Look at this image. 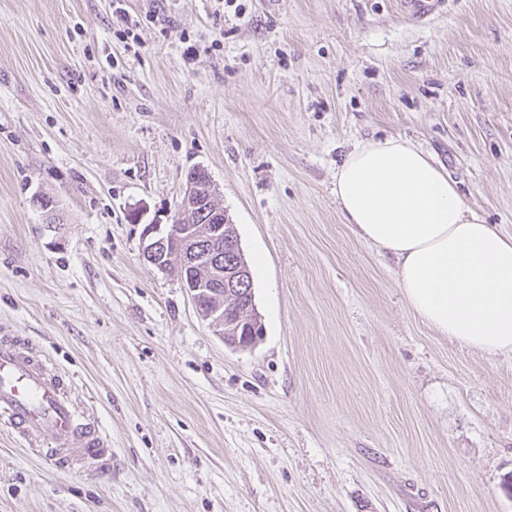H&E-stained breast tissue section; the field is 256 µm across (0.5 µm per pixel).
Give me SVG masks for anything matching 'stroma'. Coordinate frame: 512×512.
<instances>
[{
  "mask_svg": "<svg viewBox=\"0 0 512 512\" xmlns=\"http://www.w3.org/2000/svg\"><path fill=\"white\" fill-rule=\"evenodd\" d=\"M121 6L0 0V329L112 438L90 478L0 429V512H512V355L426 324L334 193L401 137L512 235V0ZM197 167L253 268L249 350L142 255ZM446 6V0H402L404 15L417 23L432 19Z\"/></svg>",
  "mask_w": 512,
  "mask_h": 512,
  "instance_id": "obj_1",
  "label": "stroma"
}]
</instances>
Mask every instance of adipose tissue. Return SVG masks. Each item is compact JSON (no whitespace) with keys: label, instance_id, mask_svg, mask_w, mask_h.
Returning a JSON list of instances; mask_svg holds the SVG:
<instances>
[{"label":"adipose tissue","instance_id":"ef3b65f1","mask_svg":"<svg viewBox=\"0 0 512 512\" xmlns=\"http://www.w3.org/2000/svg\"><path fill=\"white\" fill-rule=\"evenodd\" d=\"M354 233L396 260L407 302L441 335L512 353V237L473 211L447 172L398 137L356 142L336 168Z\"/></svg>","mask_w":512,"mask_h":512}]
</instances>
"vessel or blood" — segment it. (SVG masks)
I'll list each match as a JSON object with an SVG mask.
<instances>
[{
  "label": "vessel or blood",
  "instance_id": "vessel-or-blood-1",
  "mask_svg": "<svg viewBox=\"0 0 512 512\" xmlns=\"http://www.w3.org/2000/svg\"><path fill=\"white\" fill-rule=\"evenodd\" d=\"M446 6V0H402L403 12L424 23ZM69 376L51 367L44 355L21 337L0 333V426L39 449L52 468L91 477L112 469V442L97 418L82 410ZM51 431L52 444L42 435Z\"/></svg>",
  "mask_w": 512,
  "mask_h": 512
}]
</instances>
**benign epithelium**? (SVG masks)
Here are the masks:
<instances>
[{"label":"benign epithelium","mask_w":512,"mask_h":512,"mask_svg":"<svg viewBox=\"0 0 512 512\" xmlns=\"http://www.w3.org/2000/svg\"><path fill=\"white\" fill-rule=\"evenodd\" d=\"M214 190L208 173L199 168L197 173L187 180V188L182 198L180 209H198L208 216L209 238L206 247L197 245V237L192 229H179L176 224H150L143 236L144 258L164 271L173 265L187 269L183 276L185 287L199 314L209 321L216 335L224 337L227 332L242 333L241 339L231 343L239 350L253 348L261 335L257 333L259 319L251 312L252 305H247L245 315L231 321L225 318L224 304L213 305L209 299L216 294L227 296L236 289L242 278L238 268L224 266V227L228 224L227 215L221 210H210L209 200Z\"/></svg>","instance_id":"1"}]
</instances>
